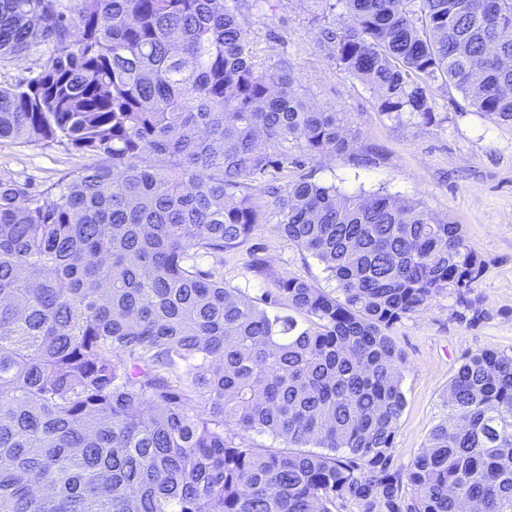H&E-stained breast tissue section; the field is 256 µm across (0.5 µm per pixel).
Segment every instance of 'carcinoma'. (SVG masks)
<instances>
[{"mask_svg": "<svg viewBox=\"0 0 512 512\" xmlns=\"http://www.w3.org/2000/svg\"><path fill=\"white\" fill-rule=\"evenodd\" d=\"M320 2L317 44L383 113L434 122L441 81L512 123V0ZM265 5L0 0V60L45 47L0 86V139L88 158L42 189L0 171V512H512V354L468 355L393 467L390 331L479 280L462 225L302 175L272 188L275 229L336 292L282 276L270 313L198 268L246 241L254 183L292 152L351 151L256 61Z\"/></svg>", "mask_w": 512, "mask_h": 512, "instance_id": "1", "label": "carcinoma"}]
</instances>
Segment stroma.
Returning a JSON list of instances; mask_svg holds the SVG:
<instances>
[{"mask_svg":"<svg viewBox=\"0 0 512 512\" xmlns=\"http://www.w3.org/2000/svg\"><path fill=\"white\" fill-rule=\"evenodd\" d=\"M319 0H282L275 11L251 14L248 40L258 63L288 60L297 91L311 105L342 113L354 142L350 152L315 159L298 156L276 174L278 185L312 175L348 195L390 194L420 201L437 218L464 226L467 241L485 265L464 296L443 293L430 306L391 331L404 354L406 404L394 440V465L407 469L431 429L448 416V381L464 358L482 349L512 353V125L475 111L451 86H434L436 121L400 123L379 109L373 90L340 69L329 49L315 43L313 18ZM83 155L56 147L0 140V170L32 188L82 167ZM221 268L224 285L253 300L274 290L280 276H296L333 289L322 265L260 224L247 241L207 258L202 270ZM486 316L463 319L466 305Z\"/></svg>","mask_w":512,"mask_h":512,"instance_id":"35a3bbf8","label":"stroma"}]
</instances>
